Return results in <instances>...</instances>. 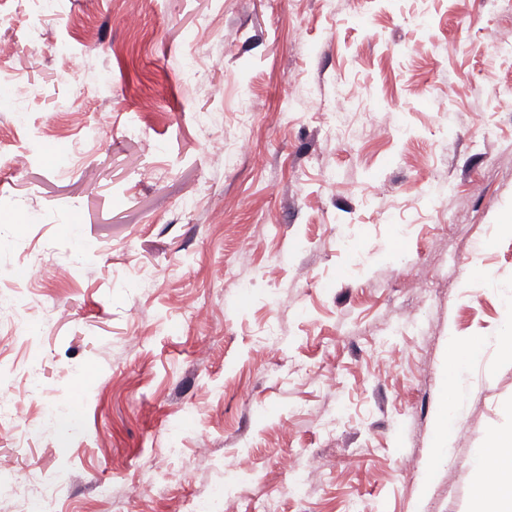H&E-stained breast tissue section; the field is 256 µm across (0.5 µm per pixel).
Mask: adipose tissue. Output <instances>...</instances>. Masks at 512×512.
<instances>
[{"label":"adipose tissue","mask_w":512,"mask_h":512,"mask_svg":"<svg viewBox=\"0 0 512 512\" xmlns=\"http://www.w3.org/2000/svg\"><path fill=\"white\" fill-rule=\"evenodd\" d=\"M480 469L493 471V482H479L466 512H512V432L487 438L475 450Z\"/></svg>","instance_id":"1"}]
</instances>
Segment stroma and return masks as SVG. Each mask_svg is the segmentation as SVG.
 <instances>
[{
    "mask_svg": "<svg viewBox=\"0 0 512 512\" xmlns=\"http://www.w3.org/2000/svg\"><path fill=\"white\" fill-rule=\"evenodd\" d=\"M503 41L491 0H0V76L29 88L0 110V291L27 318L0 310V401L29 414L0 431V512H463L474 448L512 430Z\"/></svg>",
    "mask_w": 512,
    "mask_h": 512,
    "instance_id": "35a3bbf8",
    "label": "stroma"
}]
</instances>
